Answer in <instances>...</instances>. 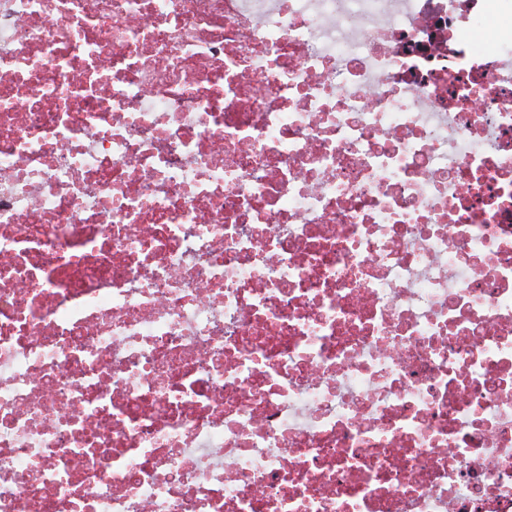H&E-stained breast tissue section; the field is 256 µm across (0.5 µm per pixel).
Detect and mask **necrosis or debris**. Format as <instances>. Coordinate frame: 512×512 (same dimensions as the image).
<instances>
[{"instance_id": "1", "label": "necrosis or debris", "mask_w": 512, "mask_h": 512, "mask_svg": "<svg viewBox=\"0 0 512 512\" xmlns=\"http://www.w3.org/2000/svg\"><path fill=\"white\" fill-rule=\"evenodd\" d=\"M0 512H512V0H0Z\"/></svg>"}]
</instances>
